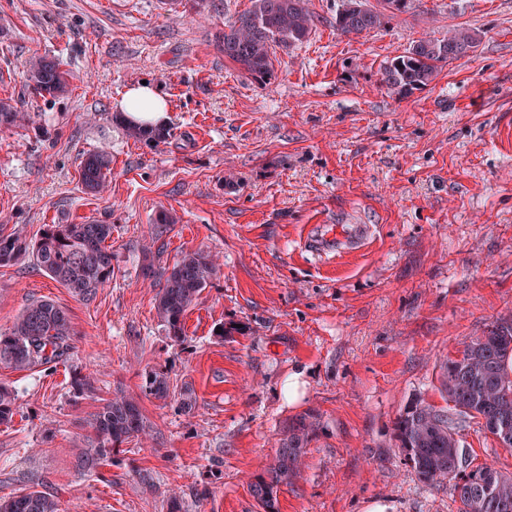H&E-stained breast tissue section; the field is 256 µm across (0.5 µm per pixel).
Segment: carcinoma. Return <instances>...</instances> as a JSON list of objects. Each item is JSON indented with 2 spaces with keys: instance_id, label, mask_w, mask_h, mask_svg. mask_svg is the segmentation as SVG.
<instances>
[{
  "instance_id": "carcinoma-1",
  "label": "carcinoma",
  "mask_w": 512,
  "mask_h": 512,
  "mask_svg": "<svg viewBox=\"0 0 512 512\" xmlns=\"http://www.w3.org/2000/svg\"><path fill=\"white\" fill-rule=\"evenodd\" d=\"M398 2L379 0V6L363 8L343 3L336 10V30L361 34L379 28ZM314 26L308 0H252L251 8L224 28V57L253 78L266 81L273 74L275 50L306 41ZM479 43L478 32L464 27L449 30L441 39H419L405 54L387 62L381 70V83L399 94L420 90L447 63L468 55ZM28 77L39 92L49 96L61 94L69 86L68 72L54 59L32 62ZM27 119V113L6 102L0 104V127ZM126 132L156 145L170 137L165 128L133 126ZM110 164L105 151L84 160L80 180L87 191L97 193L107 186ZM111 239L112 225L94 220L47 224L31 238L1 230L0 267L28 255L39 270L88 302L112 281ZM218 273V265L204 250L186 252L171 266L157 267L150 262L143 268V275L159 285L156 314L171 340L184 341V315ZM74 336L71 318L62 307L51 300H35L8 330H0V364L15 370L64 365L74 349ZM510 358L512 319L499 318L466 343L456 358L440 366L441 393L448 406L419 401L397 418L395 429L405 460L421 481L433 486L451 484L456 512H512V474L486 462L474 463L458 440L459 432L474 423L512 450V373L506 366ZM143 391L160 400L170 397L168 374L146 372ZM14 411L15 394L1 385L0 425L11 423ZM87 427L90 440L80 465L88 473L111 461L112 451L126 440L145 433L139 405L122 392L104 400L87 420ZM314 432L315 419L310 413L288 423L273 463L250 485L260 512H278V489L299 473L304 448ZM0 512H60V508L57 500L31 486L0 498Z\"/></svg>"
}]
</instances>
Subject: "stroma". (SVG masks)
Returning a JSON list of instances; mask_svg holds the SVG:
<instances>
[{"label": "stroma", "instance_id": "stroma-1", "mask_svg": "<svg viewBox=\"0 0 512 512\" xmlns=\"http://www.w3.org/2000/svg\"><path fill=\"white\" fill-rule=\"evenodd\" d=\"M339 4L309 0L315 31L277 49L262 83L220 41L250 0H0V101L31 116L0 129V230L95 219L112 227L114 266L89 302L31 258L0 267L1 330L49 299L76 332L56 370L0 365L16 395L0 425V497L35 485L61 512H167L174 493L183 512H259L250 484L309 412L316 431L278 512H456L449 487L405 463L393 425L413 401L443 406L442 361L512 318V0H411L359 35L337 31ZM454 27L480 32L474 53L423 89L388 92V61ZM39 56L69 71L66 94L29 81ZM141 81L168 98L166 144L115 121L117 98ZM101 149L112 175L91 194L79 170ZM163 211L177 221L160 233ZM339 222L372 225L371 242L340 259L310 253L307 238ZM200 248L221 271L177 343L142 268ZM152 369L192 389L191 412L143 394ZM294 371L305 386L292 403ZM77 372L93 394L74 396ZM120 390L147 432L93 476L78 462L86 421ZM460 439L512 473V451L491 434L474 425Z\"/></svg>", "mask_w": 512, "mask_h": 512}]
</instances>
